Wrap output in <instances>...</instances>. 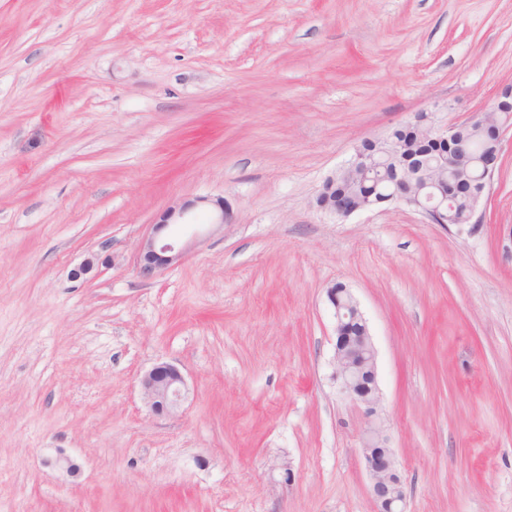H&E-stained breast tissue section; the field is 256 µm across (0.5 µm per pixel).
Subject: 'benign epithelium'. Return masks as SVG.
<instances>
[{
	"label": "benign epithelium",
	"instance_id": "1",
	"mask_svg": "<svg viewBox=\"0 0 512 512\" xmlns=\"http://www.w3.org/2000/svg\"><path fill=\"white\" fill-rule=\"evenodd\" d=\"M477 122L484 129V143L493 145V151L474 152L471 139ZM408 127L425 148L418 159L400 156L399 137L394 134L373 141L371 152L359 146L344 170L357 175L366 186V200L336 203L328 179L317 196V206L343 218L382 203L400 201L420 210L433 224L448 223V201L463 192L480 200L500 165L502 134L512 129V88L502 91L490 109L472 115L464 123L439 127L428 114L419 113ZM191 207L193 204L186 202L171 206L152 225V232L143 239L138 251L141 277L152 279L181 259L182 249L163 232L181 223ZM327 296L336 321V380L342 393L364 409L367 419L362 455L372 496L378 512H406L403 477L378 421L381 395L373 338L346 286L341 283L331 286ZM140 388L144 404L158 416L178 412L186 393L182 373L167 362L157 363L146 371L140 379ZM49 463L70 477L80 472L78 464L61 453Z\"/></svg>",
	"mask_w": 512,
	"mask_h": 512
}]
</instances>
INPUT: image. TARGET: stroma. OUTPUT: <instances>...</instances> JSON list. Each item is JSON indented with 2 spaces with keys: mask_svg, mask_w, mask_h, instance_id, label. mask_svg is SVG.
<instances>
[{
  "mask_svg": "<svg viewBox=\"0 0 512 512\" xmlns=\"http://www.w3.org/2000/svg\"><path fill=\"white\" fill-rule=\"evenodd\" d=\"M507 86L512 0H0V512H375L336 283L407 512H512V130L473 223L316 205L362 140ZM202 197L223 223L201 206L141 278ZM159 362L188 386L167 417ZM193 205L185 202L170 206L161 214L159 221L152 224V232L143 239L138 251V273L141 277L152 279L181 259L182 249L162 233L171 225L185 224L181 221ZM335 315L336 380L342 393L364 409L367 425L362 435V455L370 490L378 512H406L404 481L388 438L378 421L381 393L376 348L367 322L353 294L342 283L328 288ZM358 324V333L351 326ZM141 395L149 411L158 416L178 412L185 398L186 384L180 370L173 364L160 362L140 379Z\"/></svg>",
  "mask_w": 512,
  "mask_h": 512,
  "instance_id": "1",
  "label": "stroma"
}]
</instances>
